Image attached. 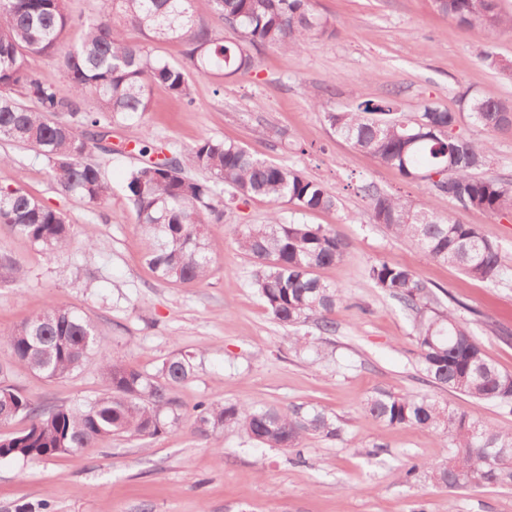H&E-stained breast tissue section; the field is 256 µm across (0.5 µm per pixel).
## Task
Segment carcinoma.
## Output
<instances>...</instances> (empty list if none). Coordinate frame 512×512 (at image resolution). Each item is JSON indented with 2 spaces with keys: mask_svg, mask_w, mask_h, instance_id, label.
Returning <instances> with one entry per match:
<instances>
[{
  "mask_svg": "<svg viewBox=\"0 0 512 512\" xmlns=\"http://www.w3.org/2000/svg\"><path fill=\"white\" fill-rule=\"evenodd\" d=\"M103 9L80 22L83 35L67 41L73 19L65 0H0V140L32 148L48 163L59 188L91 204L102 203L111 185L91 161L121 123L142 154L156 159L129 172L127 197L136 213L145 258L156 276L185 285L209 272L208 228L220 224L224 210L238 200L265 198L302 211L330 210L336 196L298 171L268 161L245 147L201 137L184 152L143 137V117L156 85L180 101L192 102L190 74H247L256 65L252 51L300 52L310 43L336 34L330 18L316 13L312 0H212L213 13L235 31L226 41L207 23L195 19L193 0H102ZM436 9L462 26L481 25L496 33L512 30V14L498 0H434ZM143 40L127 37V28ZM185 45L184 62L156 56L151 44ZM35 56H55L72 83L64 98L41 81L31 67ZM482 62L502 73L512 61L492 52ZM398 94L367 100L349 110H327L324 119L354 148L396 169L402 177L426 182L428 194L446 195L463 209L493 216L512 211V182L485 179L478 170L489 164L492 137L512 133V101L481 95L463 96L459 111L487 137L475 141L456 132L457 113L434 103L422 105L412 118L397 115ZM94 106L88 107L87 100ZM229 190L224 205L218 189ZM372 219L395 237L407 238L433 261L460 267L472 278L502 279L497 245L469 224L437 215L431 201L418 207L400 198L369 194ZM0 226L25 236L52 254L73 235L65 215L20 187L0 188ZM239 249L256 263L253 287L267 311L296 335L312 325L321 336L336 332L332 318L345 300L343 291L316 271L343 260L346 244L315 224L285 223L278 212L264 224L236 230ZM369 276L383 293L411 313L419 370L429 382L468 396L478 404L493 402L512 413V374L490 364L474 338L470 322L457 311H441L436 293L407 266L380 260ZM103 338L77 311L50 301L30 319L0 334L9 362L46 379L59 380L79 369L101 349ZM9 367L0 364V424L29 418L26 430L0 436V459L50 460L91 448L114 435L147 438L185 422L212 448L228 431H242L268 448L294 450L308 436L333 439L340 429L324 412L304 406L281 408L261 402L202 400L188 411L172 395L194 374L193 357L177 352L155 374L103 356L104 392L75 408H45L12 384ZM364 410L394 427H417L441 434L450 448L448 461L413 462L396 476L411 485L428 481L454 490L512 486V431L458 412L434 397L381 390Z\"/></svg>",
  "mask_w": 512,
  "mask_h": 512,
  "instance_id": "1",
  "label": "carcinoma"
}]
</instances>
